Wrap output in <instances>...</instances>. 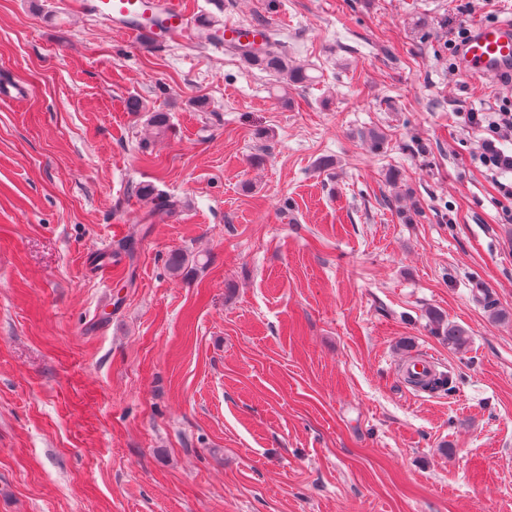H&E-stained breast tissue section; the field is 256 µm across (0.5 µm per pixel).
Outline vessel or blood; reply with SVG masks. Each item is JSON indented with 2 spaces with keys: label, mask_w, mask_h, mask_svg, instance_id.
<instances>
[{
  "label": "vessel or blood",
  "mask_w": 512,
  "mask_h": 512,
  "mask_svg": "<svg viewBox=\"0 0 512 512\" xmlns=\"http://www.w3.org/2000/svg\"><path fill=\"white\" fill-rule=\"evenodd\" d=\"M93 11L116 31L158 39L161 28H185L188 17L179 0H94ZM263 28L224 27L225 41H263ZM456 67L466 77L512 83V18L475 24L456 50Z\"/></svg>",
  "instance_id": "vessel-or-blood-1"
}]
</instances>
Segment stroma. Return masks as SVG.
Returning a JSON list of instances; mask_svg holds the SVG:
<instances>
[{
  "mask_svg": "<svg viewBox=\"0 0 512 512\" xmlns=\"http://www.w3.org/2000/svg\"><path fill=\"white\" fill-rule=\"evenodd\" d=\"M83 2L0 0V512H512V222L463 119L512 88L448 47L512 0H181L277 30L288 87Z\"/></svg>",
  "mask_w": 512,
  "mask_h": 512,
  "instance_id": "stroma-1",
  "label": "stroma"
}]
</instances>
